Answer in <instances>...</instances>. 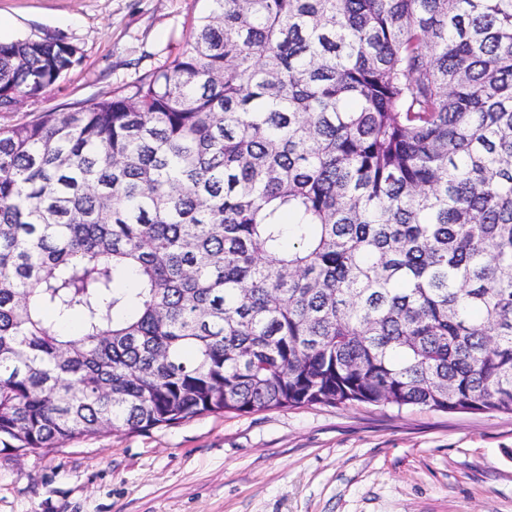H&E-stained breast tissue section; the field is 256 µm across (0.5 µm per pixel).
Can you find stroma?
I'll return each instance as SVG.
<instances>
[{
  "label": "stroma",
  "instance_id": "1",
  "mask_svg": "<svg viewBox=\"0 0 512 512\" xmlns=\"http://www.w3.org/2000/svg\"><path fill=\"white\" fill-rule=\"evenodd\" d=\"M204 0H0L81 59L17 124L161 66ZM0 512H512V414L312 405L0 450Z\"/></svg>",
  "mask_w": 512,
  "mask_h": 512
}]
</instances>
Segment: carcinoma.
<instances>
[{"label":"carcinoma","instance_id":"obj_1","mask_svg":"<svg viewBox=\"0 0 512 512\" xmlns=\"http://www.w3.org/2000/svg\"><path fill=\"white\" fill-rule=\"evenodd\" d=\"M208 2L163 65L0 127V443L512 414V0ZM79 60L0 41V112Z\"/></svg>","mask_w":512,"mask_h":512}]
</instances>
